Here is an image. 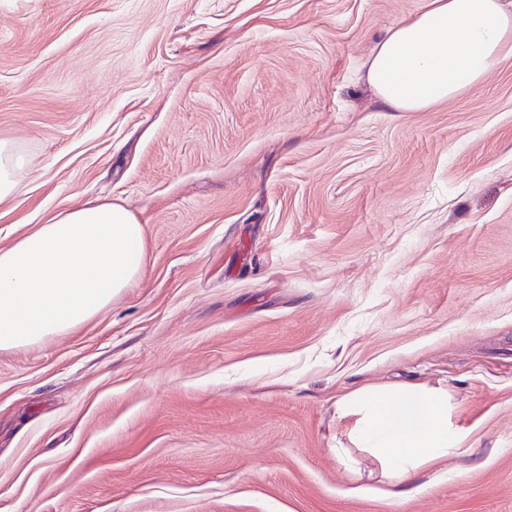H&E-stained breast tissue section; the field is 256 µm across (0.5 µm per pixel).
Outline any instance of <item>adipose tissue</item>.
<instances>
[{"mask_svg":"<svg viewBox=\"0 0 512 512\" xmlns=\"http://www.w3.org/2000/svg\"><path fill=\"white\" fill-rule=\"evenodd\" d=\"M512 56V0H427L391 27L367 69L394 112H420L478 86ZM145 235L122 206L89 202L58 211L0 247V349L32 345L93 319L142 273ZM442 386L364 387L336 415L352 446L381 464L386 497H404L413 474L464 452L470 431L454 424Z\"/></svg>","mask_w":512,"mask_h":512,"instance_id":"ef3b65f1","label":"adipose tissue"}]
</instances>
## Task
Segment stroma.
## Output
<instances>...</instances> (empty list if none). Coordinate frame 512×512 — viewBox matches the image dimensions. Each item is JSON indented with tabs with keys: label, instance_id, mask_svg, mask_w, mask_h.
<instances>
[{
	"label": "stroma",
	"instance_id": "obj_1",
	"mask_svg": "<svg viewBox=\"0 0 512 512\" xmlns=\"http://www.w3.org/2000/svg\"><path fill=\"white\" fill-rule=\"evenodd\" d=\"M426 0H0V247L77 200L139 278L0 351V512H512V57L392 112L367 81ZM447 387L469 453L383 496L336 402ZM26 164V157L18 147L8 140H0V201L16 192L17 174Z\"/></svg>",
	"mask_w": 512,
	"mask_h": 512
}]
</instances>
